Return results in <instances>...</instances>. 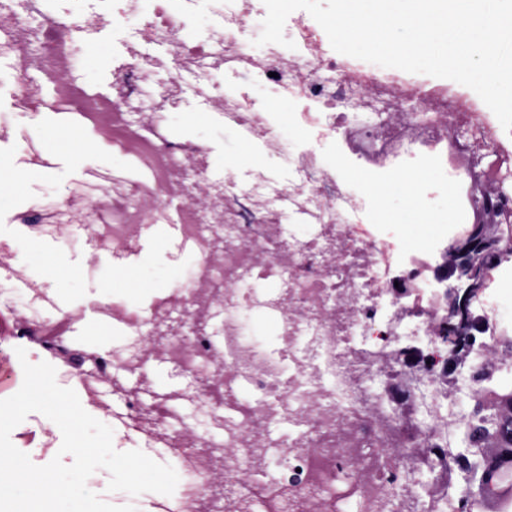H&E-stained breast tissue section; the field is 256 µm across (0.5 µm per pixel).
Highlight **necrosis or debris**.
Masks as SVG:
<instances>
[{
  "label": "necrosis or debris",
  "mask_w": 512,
  "mask_h": 512,
  "mask_svg": "<svg viewBox=\"0 0 512 512\" xmlns=\"http://www.w3.org/2000/svg\"><path fill=\"white\" fill-rule=\"evenodd\" d=\"M107 7L129 33L116 94L96 96L71 75ZM202 16L208 25L198 33ZM262 16L257 0H82L76 11L53 0L43 13L31 0H0V65L15 98L33 113L78 108L150 177L94 194L68 188L11 221L29 243L54 218L94 247L119 250L144 225L173 219L192 245L198 263L184 287L142 315L113 309L131 343L96 358L99 374L135 377L117 397L128 428L150 431L172 453L182 475L176 512H197L219 480L223 512H254L260 496L267 512H342L348 502L354 512H484L492 488L482 483L483 450L503 429L489 401L512 393V321L490 304L512 281V135L465 96L336 59L300 17L287 22L293 50L255 51L248 28ZM166 64L170 76L155 79ZM232 70L300 103L294 122L310 142L292 144L254 99L228 100L224 75ZM411 100L418 111L400 113ZM193 102L214 115L232 109L253 142L287 155V185L214 176L196 147L155 134ZM327 141L351 143L370 174L390 175L410 158L464 170L455 230L412 248L377 237L356 217L359 195L326 163ZM168 195L181 201L177 217L162 204ZM285 210L308 224L306 234L280 223ZM483 223L498 229L495 258L468 299L477 325L457 336L448 331L459 320L453 291L469 281L448 256L463 240L458 225ZM169 302L207 308L211 328L163 338L184 387L148 415L140 397L155 360L148 332ZM249 311L274 324L277 342L243 329ZM4 321L14 345L37 335L66 348L75 317L36 321L13 304L0 307ZM216 361L224 364L221 443L185 422L168 429L180 410L210 413L198 380Z\"/></svg>",
  "instance_id": "obj_1"
}]
</instances>
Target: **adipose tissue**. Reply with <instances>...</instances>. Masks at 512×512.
I'll return each instance as SVG.
<instances>
[{"label":"adipose tissue","mask_w":512,"mask_h":512,"mask_svg":"<svg viewBox=\"0 0 512 512\" xmlns=\"http://www.w3.org/2000/svg\"><path fill=\"white\" fill-rule=\"evenodd\" d=\"M177 126L185 134L206 141H217V169L243 173L272 167L273 161L258 147L243 141L238 134L227 131L215 135L206 117L191 112L178 117ZM328 164L337 165L342 176L357 188L367 201L365 222L380 225L382 231L400 230L408 245L433 242L426 224H439L454 214V200L448 193V171L435 164L414 165L389 182L365 178L350 165L337 164L336 148L324 146ZM22 261L30 273L58 291L61 309H69L73 299L108 302L125 299L132 307H141L148 289L166 287L178 278L185 260L168 247L164 229L154 230L143 242L140 255L133 261L121 262L112 257L99 263L101 287L83 285V263L74 257L68 241L47 239L26 247Z\"/></svg>","instance_id":"ef3b65f1"}]
</instances>
